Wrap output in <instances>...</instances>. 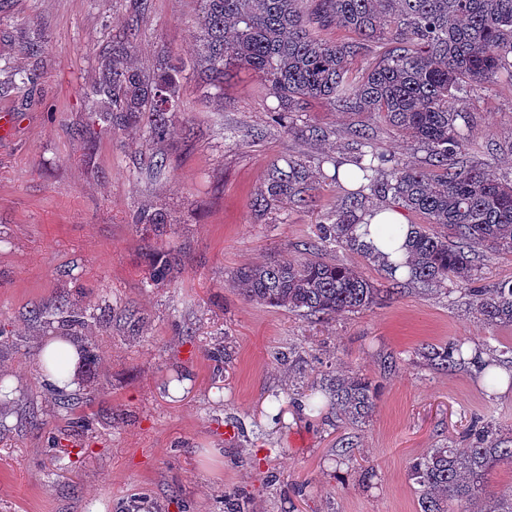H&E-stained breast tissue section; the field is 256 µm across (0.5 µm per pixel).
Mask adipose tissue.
<instances>
[{
  "label": "adipose tissue",
  "instance_id": "ef3b65f1",
  "mask_svg": "<svg viewBox=\"0 0 512 512\" xmlns=\"http://www.w3.org/2000/svg\"><path fill=\"white\" fill-rule=\"evenodd\" d=\"M402 212L394 208L375 210L368 228H356L361 243L380 262H399V275L407 270L401 265L407 253L404 244L411 232ZM42 379L60 390H69L77 384L80 351L75 342L67 338L55 339L45 345L39 355Z\"/></svg>",
  "mask_w": 512,
  "mask_h": 512
}]
</instances>
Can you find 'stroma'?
I'll return each instance as SVG.
<instances>
[{
  "instance_id": "1",
  "label": "stroma",
  "mask_w": 512,
  "mask_h": 512,
  "mask_svg": "<svg viewBox=\"0 0 512 512\" xmlns=\"http://www.w3.org/2000/svg\"><path fill=\"white\" fill-rule=\"evenodd\" d=\"M196 0H0V374L15 396L0 407V512H419L414 460L442 446L467 447L471 418L512 436V386L486 392L471 364L446 371L423 345L465 340L512 372V327L476 318L460 288L395 283L382 267L341 247L324 258L354 268L379 293L372 308L315 319L248 301L242 268L301 257L318 224L342 210L347 190L334 162L357 153L365 127L377 151L425 166L426 150L384 119L321 100L295 113L296 132L275 124L276 103L258 77L229 66L224 94H208L193 67ZM147 70L161 55L182 71L181 112L163 142L138 128L92 121L79 91L96 55L128 27ZM43 34L41 58L27 43ZM31 73L29 83L16 71ZM478 151L468 162L512 180V83L473 88L464 105ZM327 130L315 140L302 132ZM166 154L164 175L149 172ZM288 158L314 168L308 204L255 211L267 169ZM165 207L164 235L133 215ZM178 253L171 280L145 283L146 255ZM475 284L512 280V252L474 246ZM64 302L106 312L78 341L98 361L80 368L75 432L40 377L38 357L56 328L34 308ZM358 374L377 390L372 414L354 426L335 406L301 413L321 377ZM177 375L188 389L167 400ZM357 444L353 462L336 448Z\"/></svg>"
}]
</instances>
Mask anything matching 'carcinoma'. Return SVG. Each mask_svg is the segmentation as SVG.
Masks as SVG:
<instances>
[{
    "label": "carcinoma",
    "instance_id": "cac0c4a2",
    "mask_svg": "<svg viewBox=\"0 0 512 512\" xmlns=\"http://www.w3.org/2000/svg\"><path fill=\"white\" fill-rule=\"evenodd\" d=\"M193 30L196 65L209 88L224 91V68L231 56L258 74L277 105L279 120L310 100H324L349 112L381 114L396 130L423 146L430 168L402 163L372 148L359 153L358 187L345 209L319 225L325 244L364 252L354 226L367 194L391 198L428 219L413 225L409 239L408 281L445 290L464 286L470 309L493 326L512 325V281L470 288L474 264L469 245L483 243L512 250V182H501L464 163L470 135L458 124L462 101L471 86L503 78L512 81V0H197ZM336 26L358 39L339 42L320 35ZM386 38L383 58L354 80L349 60L362 53L363 40ZM135 34L111 43L99 55L98 76L82 96L95 118L109 127L136 126L158 143L168 134L169 114L181 111L180 72L159 64L145 72L132 60ZM309 165L289 158L270 166L253 207L263 210L284 200L306 204ZM132 223L158 231L168 223L161 209L136 212ZM177 258L151 254L150 281H165ZM249 300L318 317L358 313L374 306L377 289L354 269L321 258H281L238 273ZM32 317L66 330L86 325L88 308L62 303L32 311ZM421 355L451 370L465 362L463 343L427 346ZM323 391L340 415L361 423L371 414L377 392L359 376L331 377ZM470 447L434 448L411 466L419 485L420 512H512V496L479 507L488 476L512 467V439L486 425L470 429Z\"/></svg>",
    "mask_w": 512,
    "mask_h": 512
}]
</instances>
